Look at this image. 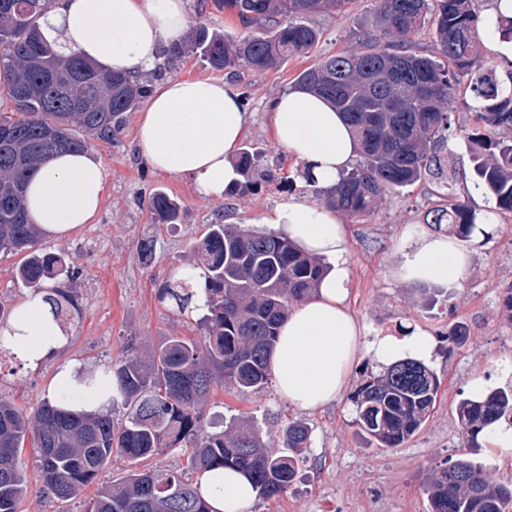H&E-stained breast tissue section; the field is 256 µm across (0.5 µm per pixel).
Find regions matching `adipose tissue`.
<instances>
[{
    "label": "adipose tissue",
    "mask_w": 512,
    "mask_h": 512,
    "mask_svg": "<svg viewBox=\"0 0 512 512\" xmlns=\"http://www.w3.org/2000/svg\"><path fill=\"white\" fill-rule=\"evenodd\" d=\"M190 26L185 0H56L41 23L43 36L62 52L77 54L106 72L129 76L151 72L160 44L181 42ZM273 138L317 187H333L359 155L358 142L333 105L304 89L273 99ZM249 124L239 94L209 78L166 79L154 88L141 113L136 147L152 170L190 179L206 197H223L241 181L233 158ZM110 174L93 152H61L32 176L27 193L30 221L41 237L56 238L94 223ZM305 254L326 259L330 267L313 294L289 311L270 353L278 395L292 406L313 411L341 398L354 364L370 358L378 369L403 359L424 363L436 342L417 328L403 336L369 335L349 306L352 270L342 217L320 201L291 197L257 216ZM398 272L405 282H460L466 259L445 236L421 234L403 240ZM65 336L49 314L39 291L29 292L0 328V344L35 370L55 358ZM84 364L75 358L59 363L49 398L71 408L106 409L111 383L79 393ZM212 512H249L252 483L231 468L202 472L195 481Z\"/></svg>",
    "instance_id": "1"
}]
</instances>
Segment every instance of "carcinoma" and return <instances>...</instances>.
<instances>
[{
  "mask_svg": "<svg viewBox=\"0 0 512 512\" xmlns=\"http://www.w3.org/2000/svg\"><path fill=\"white\" fill-rule=\"evenodd\" d=\"M349 0H216L232 11L248 35L234 38L198 25L179 45L163 49L156 72L185 58L213 70L279 69L305 55L319 32L308 17L341 10ZM376 28L365 52L327 56L302 70L298 87L329 100L343 112L360 145L359 163L330 189H315L324 202L351 218L370 214L387 195L421 180L434 181L445 205L432 223L447 224L462 238L478 217L454 192L456 169L442 153L451 128L448 103L469 90L479 100L476 126L459 136L469 144L474 188L492 200L493 212L512 213V88L478 53L472 0H376ZM51 0H0V97L13 111L0 113V252L25 253L16 271L23 286L46 294L59 327L78 299L68 281L74 269L38 248L39 231L29 222L25 191L30 176L60 151L81 152L92 141L110 143L121 133L124 113L146 97L142 82L104 73L82 57L64 56L40 36ZM435 31V52L413 50L412 36L425 24ZM236 165L246 192L273 175L259 169L250 148ZM152 219L181 223L180 204L159 191L151 197ZM187 268L198 276L172 277L159 299L186 311L204 282L206 304L196 337L165 336L148 355L132 345L112 365L116 392L111 408L98 413L59 407L44 398L34 408L0 399V512H22L28 480L20 450L32 440L39 477L52 496L66 501L112 462L128 461L125 476L98 490L90 512H211L191 474L232 466L246 472L265 499L283 495L297 476L295 454L306 447L309 428L291 422L283 434L286 455L266 444L246 418L221 431L204 424V406L218 389H262L272 379L267 356L291 306L308 298L324 264L274 232L237 224H212L195 245ZM440 389L436 373L412 359L380 376L368 373L355 391L356 424L380 448H399L420 430ZM127 409L114 424L112 409ZM466 447H480L484 429L495 422L512 427V387L489 390L480 401L457 405ZM169 448L184 449L179 471L145 467ZM179 491L170 501L167 494ZM429 512H506L512 485L489 478L484 466L463 454L433 470L425 486Z\"/></svg>",
  "mask_w": 512,
  "mask_h": 512,
  "instance_id": "1",
  "label": "carcinoma"
}]
</instances>
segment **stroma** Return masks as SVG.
I'll list each match as a JSON object with an SVG mask.
<instances>
[{
	"instance_id": "35a3bbf8",
	"label": "stroma",
	"mask_w": 512,
	"mask_h": 512,
	"mask_svg": "<svg viewBox=\"0 0 512 512\" xmlns=\"http://www.w3.org/2000/svg\"><path fill=\"white\" fill-rule=\"evenodd\" d=\"M193 24L242 37L236 15L217 9L212 0H185ZM374 0H349L344 8L310 17L320 33L318 44L305 55L293 56L278 70L214 71L197 58L172 70V77L211 78L233 86L250 115L243 140L262 156L273 181L242 195L210 199L197 194L189 179L158 174L147 168L135 146L138 112L123 116L119 137L95 142L93 151L110 173L105 201L97 223L39 243L43 252L61 256L75 267L72 288L79 309L67 324L68 341L56 360L32 371L18 367L0 371V398L35 406L46 397L59 362L77 358L88 370L112 363L126 344L149 351L164 336H195V314L180 313L158 298V289L172 268L189 260L194 245L212 224H242L273 208L284 197L314 198L301 178V168L276 146L268 104L294 85L295 77L318 59L339 52H358L375 27ZM452 136L446 145L457 171L455 195L477 210L491 202L472 183L469 152L461 148L456 132L475 125L472 95L448 105ZM163 191L177 198L184 210L181 224L154 222L149 200ZM438 203V189L420 182L386 196L363 220L346 219L348 257L352 268L351 309L369 332H393L406 325L429 330L438 341L431 364L441 381L438 401L420 430L402 447L380 448L369 442L355 423L351 401L369 360L352 370L339 401L315 411H303L281 399L274 386L212 395L204 421L211 431L230 420L253 418L263 440L281 446L283 431L292 421L310 429L309 442L298 462V475L287 492L275 500L255 498L251 512H429L423 483L432 469L459 453L482 463L497 482L512 483V455L492 452L489 442L466 448L456 407L467 398V382L476 374L490 387L512 385V316L500 296L512 286V213L493 216L486 236L464 242L470 262L457 285H409L399 282L395 269L401 259L403 234L432 233L453 236L445 224H431L427 214ZM153 247L152 263H145L143 243ZM468 325L463 344H452L449 328ZM22 461L29 477L25 512H88L98 487L125 474L127 462L113 459L94 485L72 500L61 502L45 493L38 479L32 447H24Z\"/></svg>"
}]
</instances>
